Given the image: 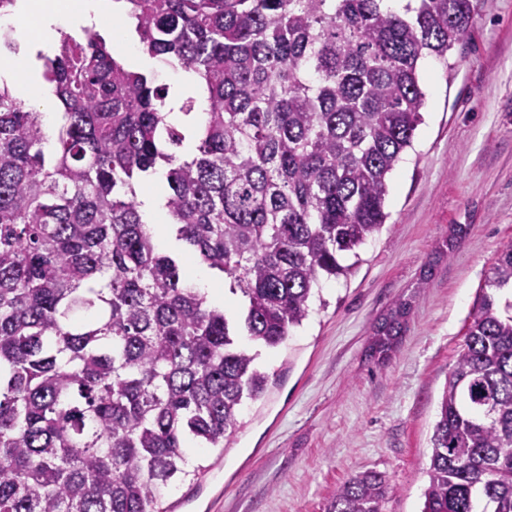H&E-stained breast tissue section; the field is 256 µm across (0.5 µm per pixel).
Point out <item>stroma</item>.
<instances>
[{"label": "stroma", "mask_w": 512, "mask_h": 512, "mask_svg": "<svg viewBox=\"0 0 512 512\" xmlns=\"http://www.w3.org/2000/svg\"><path fill=\"white\" fill-rule=\"evenodd\" d=\"M474 5L468 41L420 63L423 122L388 178L385 224L348 278L322 281L303 325L262 351L273 383L245 402L229 445L188 447L205 472L165 491L174 512H325L365 470L389 478L383 512H421L443 388L512 243V0ZM401 304L404 332L377 362L369 338Z\"/></svg>", "instance_id": "35a3bbf8"}]
</instances>
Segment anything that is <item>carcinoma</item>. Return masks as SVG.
<instances>
[{
  "label": "carcinoma",
  "instance_id": "carcinoma-1",
  "mask_svg": "<svg viewBox=\"0 0 512 512\" xmlns=\"http://www.w3.org/2000/svg\"><path fill=\"white\" fill-rule=\"evenodd\" d=\"M143 51L195 73L193 129L168 87L97 32L63 36L43 113L0 86V512H164L185 448H222L255 366L302 325L323 278L348 275L387 219V178L412 146L419 65L469 38L473 0H124ZM164 170L179 251H158L136 186ZM194 253L240 314L189 285ZM405 305L369 356L397 347ZM245 336L257 347H242ZM422 512H512V243L482 289L431 437ZM360 472L325 512H382Z\"/></svg>",
  "mask_w": 512,
  "mask_h": 512
}]
</instances>
